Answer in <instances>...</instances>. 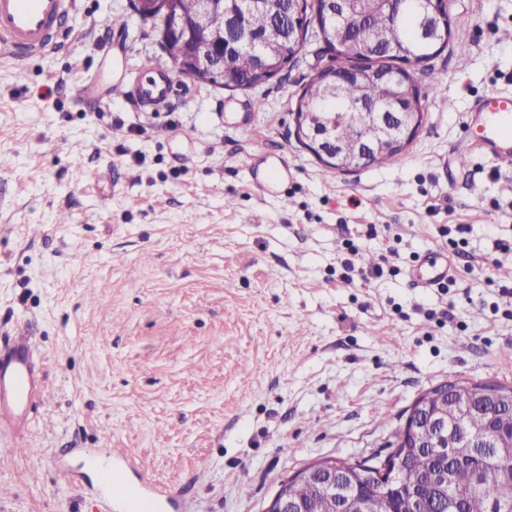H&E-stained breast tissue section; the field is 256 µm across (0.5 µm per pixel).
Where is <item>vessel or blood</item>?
<instances>
[{
    "instance_id": "1",
    "label": "vessel or blood",
    "mask_w": 512,
    "mask_h": 512,
    "mask_svg": "<svg viewBox=\"0 0 512 512\" xmlns=\"http://www.w3.org/2000/svg\"><path fill=\"white\" fill-rule=\"evenodd\" d=\"M72 0H0V50L14 58L44 52L57 38L55 23L66 14ZM138 82H113V90L144 107H152L168 96L167 80L153 65L142 68ZM469 131L497 159L512 162V96L490 94L478 99ZM44 378L30 342L28 330L0 344V433L21 435L32 408L41 398ZM99 463L102 498L123 506L125 512H180L173 491L149 483L131 486L125 477L128 452L106 449Z\"/></svg>"
}]
</instances>
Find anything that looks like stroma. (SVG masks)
I'll return each instance as SVG.
<instances>
[{
  "mask_svg": "<svg viewBox=\"0 0 512 512\" xmlns=\"http://www.w3.org/2000/svg\"><path fill=\"white\" fill-rule=\"evenodd\" d=\"M449 12L403 161L344 173L294 135L312 55L200 84L129 0H74L61 48L0 58V339L29 325L45 377L26 437L0 440V512H105L77 454L112 447L183 512H265L319 460L387 457L435 385H512V163L465 139L474 101L512 94V0ZM148 59L166 104L109 95ZM261 160L287 165L281 191ZM428 253L446 288L413 287Z\"/></svg>",
  "mask_w": 512,
  "mask_h": 512,
  "instance_id": "stroma-1",
  "label": "stroma"
}]
</instances>
